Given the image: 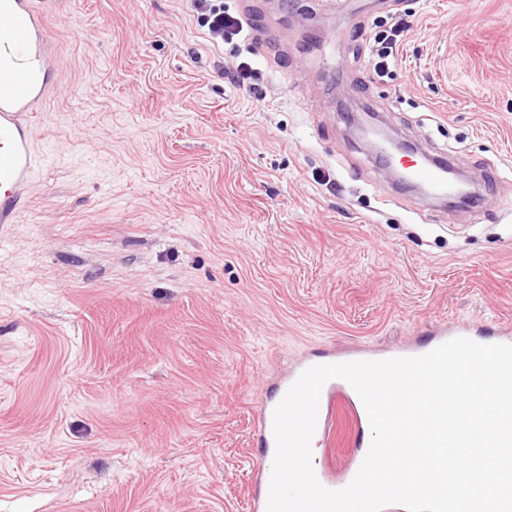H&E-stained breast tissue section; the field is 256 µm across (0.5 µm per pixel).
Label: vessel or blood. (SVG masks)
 I'll return each instance as SVG.
<instances>
[{"instance_id":"1","label":"vessel or blood","mask_w":512,"mask_h":512,"mask_svg":"<svg viewBox=\"0 0 512 512\" xmlns=\"http://www.w3.org/2000/svg\"><path fill=\"white\" fill-rule=\"evenodd\" d=\"M53 64L52 43L44 16L34 0H0V223H11L22 190L36 178L44 163L33 148L32 117L41 110L52 89L49 73ZM410 179L442 195L448 190L446 165L442 162L413 163ZM465 337L480 344H511L512 324L495 322L476 326L470 323L435 325L427 340L412 342L383 351L361 350L339 356L325 352L309 356L287 370L272 393L261 397L253 414L251 442L261 447L252 461L249 482L251 512H267L271 472L266 465L265 450L274 448V410L288 389L308 368L338 364L341 361H379L422 356L439 345ZM346 420L350 430L346 438L352 455L342 469L315 467L318 481L326 488L339 490L353 480L370 448L364 437L369 424L367 411L353 387L344 380L332 379L322 388L313 443L333 446L337 420Z\"/></svg>"}]
</instances>
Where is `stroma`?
<instances>
[{
  "instance_id": "35a3bbf8",
  "label": "stroma",
  "mask_w": 512,
  "mask_h": 512,
  "mask_svg": "<svg viewBox=\"0 0 512 512\" xmlns=\"http://www.w3.org/2000/svg\"><path fill=\"white\" fill-rule=\"evenodd\" d=\"M35 2L58 87L0 224V512H249L286 362L512 322V0H224L255 34L223 45L191 0ZM364 111L460 159L478 205L393 185ZM408 17L399 16L387 27V23H383L369 38L372 68L378 78L391 77L395 73L399 46L412 26Z\"/></svg>"
}]
</instances>
